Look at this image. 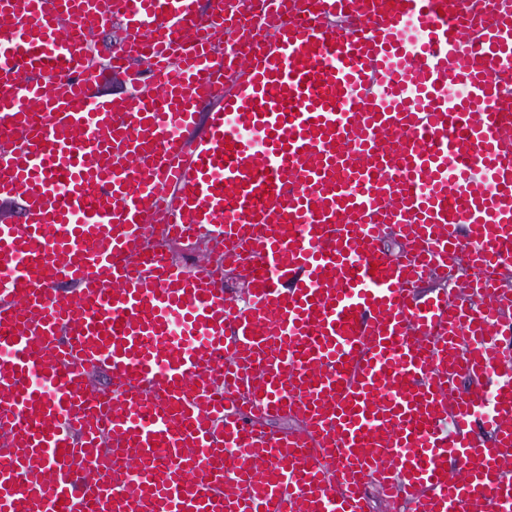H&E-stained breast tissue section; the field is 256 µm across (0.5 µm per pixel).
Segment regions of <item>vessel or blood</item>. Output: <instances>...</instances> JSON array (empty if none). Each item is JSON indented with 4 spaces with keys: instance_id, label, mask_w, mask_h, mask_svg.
Listing matches in <instances>:
<instances>
[{
    "instance_id": "b4317fda",
    "label": "vessel or blood",
    "mask_w": 512,
    "mask_h": 512,
    "mask_svg": "<svg viewBox=\"0 0 512 512\" xmlns=\"http://www.w3.org/2000/svg\"><path fill=\"white\" fill-rule=\"evenodd\" d=\"M263 2L0 0V512H512V0Z\"/></svg>"
}]
</instances>
